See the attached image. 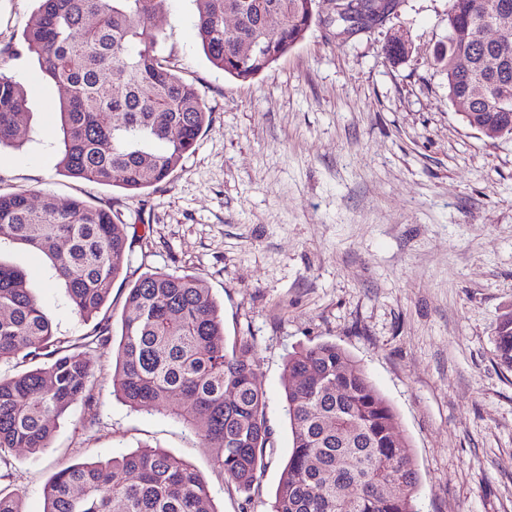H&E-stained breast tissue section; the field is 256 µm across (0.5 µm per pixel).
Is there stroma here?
<instances>
[{"instance_id": "1", "label": "stroma", "mask_w": 512, "mask_h": 512, "mask_svg": "<svg viewBox=\"0 0 512 512\" xmlns=\"http://www.w3.org/2000/svg\"><path fill=\"white\" fill-rule=\"evenodd\" d=\"M449 0H399L354 35L314 25L273 68L240 82L195 37V0H168L155 20L173 73L212 111L169 183L135 195L63 175L43 78L23 33L34 0H0V76L28 89V139L0 149V190L82 198L118 213L131 262L102 308L119 326L145 272L200 276L224 312L227 339L255 340L274 448L250 492L214 469L185 425L112 393V353L92 357V403L60 420L50 448L0 456V486L42 512L49 478L76 460L161 448L200 471L215 512H272L292 447L283 393L289 352L344 348L394 407L420 477L422 512H512V371L494 355L512 311V139L491 141L448 100L433 64ZM410 46L392 63V39ZM27 270L57 336L91 325L49 262L0 242Z\"/></svg>"}]
</instances>
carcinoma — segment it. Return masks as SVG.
<instances>
[{
    "instance_id": "obj_1",
    "label": "carcinoma",
    "mask_w": 512,
    "mask_h": 512,
    "mask_svg": "<svg viewBox=\"0 0 512 512\" xmlns=\"http://www.w3.org/2000/svg\"><path fill=\"white\" fill-rule=\"evenodd\" d=\"M36 2L24 41L42 74L64 90L63 172L135 193L167 182L212 120L196 89L163 63L166 37L153 21L167 0ZM196 2L203 52L241 82L269 70L321 21L316 0ZM450 2L448 41L434 56L447 74L448 100L485 137L512 136V59L497 63L477 45L503 0ZM267 15L275 26L264 23ZM26 110L24 86L0 79V148L24 139ZM117 220L81 199L45 193L36 204L27 190L0 192V241L42 254L86 321L129 262ZM494 346L512 368L511 312ZM109 347L113 392L132 407H166L200 447L214 450V469L249 492L273 447L254 340L227 341L210 288L189 274L140 276L128 290L119 338L102 319L71 344L55 336L28 274L0 261V361L31 365L0 377V454L50 448L55 421L93 399L90 354ZM283 388L292 450L272 512H421L412 449L358 361L330 341L300 347L285 361ZM341 481L351 496L339 493ZM43 495V512H215L202 473L160 448L75 462L50 478ZM0 512H24L18 495L0 489Z\"/></svg>"
}]
</instances>
